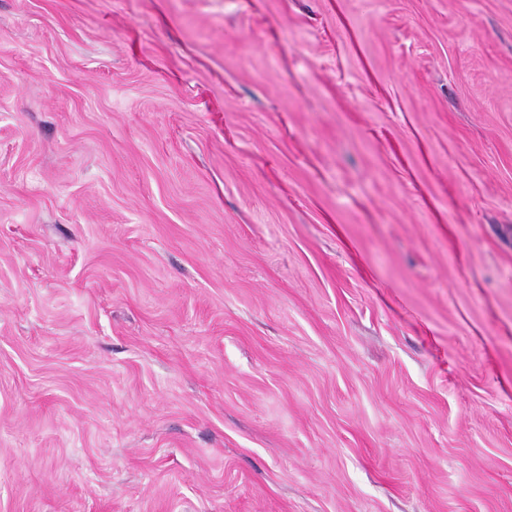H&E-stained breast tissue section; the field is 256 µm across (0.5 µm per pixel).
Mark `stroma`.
Segmentation results:
<instances>
[{"mask_svg":"<svg viewBox=\"0 0 512 512\" xmlns=\"http://www.w3.org/2000/svg\"><path fill=\"white\" fill-rule=\"evenodd\" d=\"M0 512H512V0H0Z\"/></svg>","mask_w":512,"mask_h":512,"instance_id":"1","label":"stroma"}]
</instances>
